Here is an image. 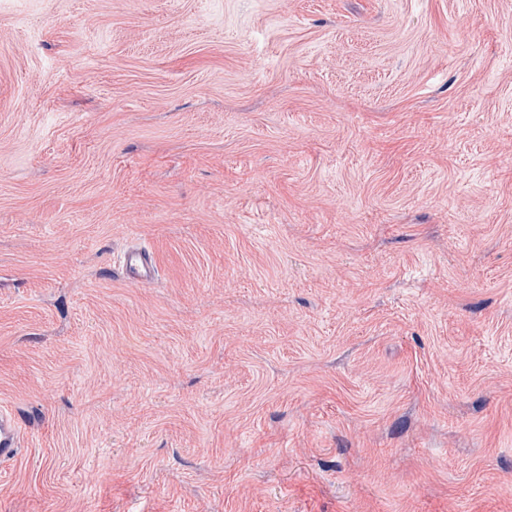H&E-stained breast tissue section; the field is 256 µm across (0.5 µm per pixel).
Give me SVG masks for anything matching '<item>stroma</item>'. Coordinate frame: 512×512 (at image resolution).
<instances>
[{"mask_svg":"<svg viewBox=\"0 0 512 512\" xmlns=\"http://www.w3.org/2000/svg\"><path fill=\"white\" fill-rule=\"evenodd\" d=\"M0 406V512H512V0H0ZM122 266L126 275L139 283H149L153 280L155 270L151 259L142 251L127 252L122 257ZM22 428L17 418L0 408V460L14 458L22 442Z\"/></svg>","mask_w":512,"mask_h":512,"instance_id":"35a3bbf8","label":"stroma"}]
</instances>
